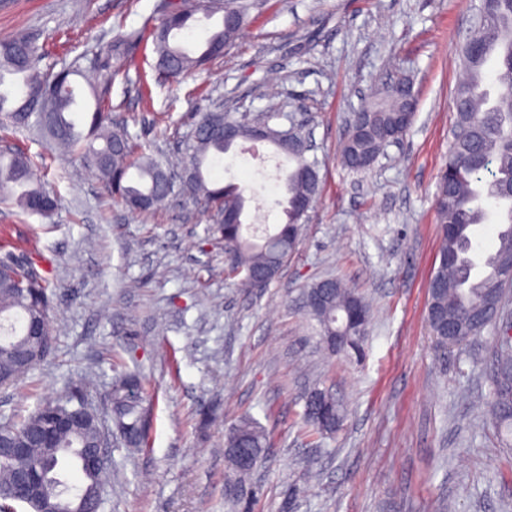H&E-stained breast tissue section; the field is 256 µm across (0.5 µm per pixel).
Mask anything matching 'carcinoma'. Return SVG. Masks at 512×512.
<instances>
[{
  "label": "carcinoma",
  "instance_id": "carcinoma-1",
  "mask_svg": "<svg viewBox=\"0 0 512 512\" xmlns=\"http://www.w3.org/2000/svg\"><path fill=\"white\" fill-rule=\"evenodd\" d=\"M253 0H168L159 25L149 33L156 54V66L177 78L206 61L217 58L232 44L245 26ZM206 18L220 15V22L204 42L191 51L180 40L197 13ZM142 40L139 31L120 32L112 42L99 48L89 59L90 69L104 76L103 85L112 81L109 61L125 57L130 48ZM38 48L26 33L0 42V82L7 75L22 79V93L9 99L0 93V118L16 128L33 130L52 147L81 158L97 172L105 192L134 212H151L165 205L163 190L166 164L141 152L126 127L110 121L103 110L105 89L93 85L83 88L75 77L79 69L65 68L55 74L39 71L34 61ZM458 58L465 77L457 85L453 105L457 121L452 132L448 162L438 178L434 194L437 223L442 225L439 265L432 276L428 307L435 305L448 313L466 341L481 334L505 306L506 287L500 285L502 261L512 256V0H495L484 14L478 31L464 37L457 46ZM406 81L401 76L375 96L365 100L354 113L350 130L338 148L341 163L350 170L370 171L386 147L402 138L412 127L415 117L402 113L403 98L397 85ZM95 99L90 116L79 112L86 94ZM238 130V139L252 140L258 127L265 132L266 142L290 164L285 177L286 197L280 202L285 222L274 229L263 227L254 233L241 224H219L217 230L229 258L228 275L238 279L243 288L252 287L251 276L261 275L274 281L288 263L299 244L301 224L308 217L298 203L316 200L320 191V161L301 152H285L282 144H295L305 136L295 126L279 129L269 121L238 119L220 109L206 112L194 126L201 131L186 142L184 168L193 172L187 194L203 199L224 214L231 203L245 210L241 190L232 183L216 186L209 180V169L215 155L232 148L224 142V125ZM496 165L491 169L490 165ZM492 179L484 180V173ZM0 204L18 208L22 213L49 217L56 202L44 189L34 171V163L23 150L10 147L0 151ZM508 206V221L497 234L496 249L483 261L486 271L475 275L478 264L470 257L471 228L484 223L489 208ZM456 260L448 265V257ZM329 289L328 300L321 309H307L316 321L319 336H345L351 344L343 349L329 348L338 354L362 355L372 309L365 298L336 277L322 278L309 289ZM52 299L53 290L47 277L35 273L10 255L0 258V318L20 320L30 314L31 296ZM512 325L503 326L496 343L493 395L489 404L492 418L512 426ZM12 339L0 344V375L10 379L3 386L15 384L32 371L51 351L52 327L40 355L27 367L18 365L16 352L25 347L24 333H11ZM82 391L75 383L60 393L46 397L25 417L1 421L0 431L16 439H24L48 411L82 413V421L49 447L30 449L26 460L0 458V487L7 488L15 471L34 465L52 483L44 496L45 507L55 510L67 503L74 505L92 492V479L82 476L76 493L62 476L64 459L78 458L80 449L95 445L98 414L90 407L72 403L74 393ZM145 388L135 374H125L113 382L108 401L116 434L124 444L140 448L145 444L142 404ZM304 421L321 434L336 432L343 421V409L328 393L314 389L305 402ZM266 429L248 416H242L225 436L224 447L243 448L252 454L251 467H238L226 455L227 474L241 486L259 467L269 447Z\"/></svg>",
  "mask_w": 512,
  "mask_h": 512
}]
</instances>
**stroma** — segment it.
<instances>
[{
  "label": "stroma",
  "mask_w": 512,
  "mask_h": 512,
  "mask_svg": "<svg viewBox=\"0 0 512 512\" xmlns=\"http://www.w3.org/2000/svg\"><path fill=\"white\" fill-rule=\"evenodd\" d=\"M477 0H263L221 58L173 79L151 43L114 60L113 121L143 152L170 161L201 113L303 123L322 191L281 274L261 290L226 278L216 215L185 197L153 213L114 203L82 161L32 131L23 147L56 199L50 217L0 205V245L33 257L56 293L54 350L13 387L0 415H26L83 379L99 412L113 378L135 371L147 393V445L110 447L103 512H234L224 494V436L239 416L271 435L244 488L250 512H512V447L482 405L492 391L497 326L438 351L427 321L442 229L433 196L456 121L455 48ZM163 0H0V40L28 32L38 68L59 71L118 31L157 24ZM419 94L412 128L371 171L336 157L365 95L395 77ZM288 167L272 146H233L213 180L241 187L247 224L282 223ZM326 276L371 304L361 357L331 354L302 296ZM328 390L344 409L331 435L303 429L305 396Z\"/></svg>",
  "instance_id": "stroma-1"
}]
</instances>
